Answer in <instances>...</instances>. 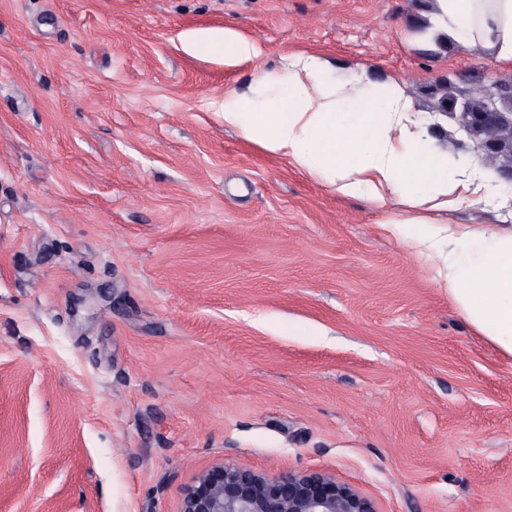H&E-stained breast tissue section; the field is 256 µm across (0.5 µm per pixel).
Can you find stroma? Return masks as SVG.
I'll return each mask as SVG.
<instances>
[{
  "label": "stroma",
  "instance_id": "35a3bbf8",
  "mask_svg": "<svg viewBox=\"0 0 512 512\" xmlns=\"http://www.w3.org/2000/svg\"><path fill=\"white\" fill-rule=\"evenodd\" d=\"M419 0H0V512H178L217 462L324 470L378 512H512V359L429 261L224 126L225 93L294 49L397 81L506 206L501 159L432 113L512 65ZM231 28L260 56L192 57ZM184 53L196 56L202 48L224 54V61L252 60L259 55L254 40L229 28H208L181 36Z\"/></svg>",
  "mask_w": 512,
  "mask_h": 512
}]
</instances>
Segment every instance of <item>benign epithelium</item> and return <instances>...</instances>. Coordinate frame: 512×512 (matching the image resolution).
Listing matches in <instances>:
<instances>
[{
  "mask_svg": "<svg viewBox=\"0 0 512 512\" xmlns=\"http://www.w3.org/2000/svg\"><path fill=\"white\" fill-rule=\"evenodd\" d=\"M473 103L454 94L445 113H460L466 133L480 136L477 152L505 155L501 173L512 180V85L496 80ZM179 512H378L375 502L326 471L268 476L252 469L216 463L184 490Z\"/></svg>",
  "mask_w": 512,
  "mask_h": 512,
  "instance_id": "1",
  "label": "benign epithelium"
}]
</instances>
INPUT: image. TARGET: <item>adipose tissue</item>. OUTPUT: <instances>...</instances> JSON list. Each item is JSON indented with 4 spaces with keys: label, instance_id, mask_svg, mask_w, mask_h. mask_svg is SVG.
Listing matches in <instances>:
<instances>
[{
    "label": "adipose tissue",
    "instance_id": "obj_1",
    "mask_svg": "<svg viewBox=\"0 0 512 512\" xmlns=\"http://www.w3.org/2000/svg\"><path fill=\"white\" fill-rule=\"evenodd\" d=\"M438 25L512 64V0H437ZM184 53L201 49L225 61L251 60L254 40L229 28L181 37ZM411 104L394 81L377 83L360 69L336 79L327 55L294 50L274 72L259 73L244 92L224 97L225 127L346 198H360L403 228L413 254L432 264L449 302L501 355L512 359V226L436 224L407 206L448 208L493 196L479 171L457 173L425 130H410Z\"/></svg>",
    "mask_w": 512,
    "mask_h": 512
}]
</instances>
